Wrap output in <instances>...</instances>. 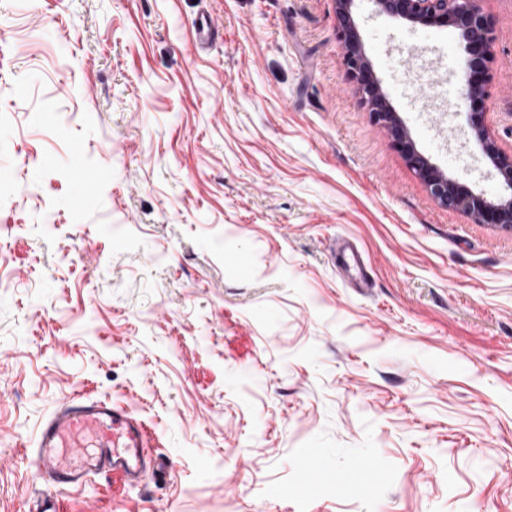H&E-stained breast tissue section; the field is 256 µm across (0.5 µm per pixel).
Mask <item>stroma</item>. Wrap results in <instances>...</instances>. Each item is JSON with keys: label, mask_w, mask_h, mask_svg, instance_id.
Here are the masks:
<instances>
[{"label": "stroma", "mask_w": 512, "mask_h": 512, "mask_svg": "<svg viewBox=\"0 0 512 512\" xmlns=\"http://www.w3.org/2000/svg\"><path fill=\"white\" fill-rule=\"evenodd\" d=\"M479 5L508 150L512 0ZM335 9L0 0V512H512V230L431 198L354 92ZM352 17L418 150L511 193L471 140L459 36ZM77 163L101 178L80 199ZM71 396L126 408L163 474L41 479L26 449ZM333 255L335 259H338V266L343 272L349 273L352 270L357 271L359 277L363 281L366 280V264L362 260L360 254L352 248L346 238L341 239L337 243L333 250Z\"/></svg>", "instance_id": "35a3bbf8"}]
</instances>
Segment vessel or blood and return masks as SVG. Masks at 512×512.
<instances>
[{
    "label": "vessel or blood",
    "instance_id": "b4317fda",
    "mask_svg": "<svg viewBox=\"0 0 512 512\" xmlns=\"http://www.w3.org/2000/svg\"><path fill=\"white\" fill-rule=\"evenodd\" d=\"M343 272H365L366 264L348 240L333 250ZM95 430L99 442L93 456L82 454L75 443L77 432ZM36 471L59 488L78 487L90 475L110 474L136 485L159 472L160 463L146 448V431L141 421L108 398H70L47 417L30 450Z\"/></svg>",
    "mask_w": 512,
    "mask_h": 512
}]
</instances>
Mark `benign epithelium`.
Here are the masks:
<instances>
[{
  "mask_svg": "<svg viewBox=\"0 0 512 512\" xmlns=\"http://www.w3.org/2000/svg\"><path fill=\"white\" fill-rule=\"evenodd\" d=\"M390 19L414 27L450 29L463 42L467 56V117L479 152L491 163L499 179L512 189V152L501 149L491 134L486 98L492 80L495 24L475 0H375ZM352 0H336V30L343 44L344 61L356 94L370 118L386 128L393 145L442 207L461 211L481 224L512 228V197L490 201L466 184L447 176L419 152L405 125L394 112L375 78L351 18Z\"/></svg>",
  "mask_w": 512,
  "mask_h": 512,
  "instance_id": "obj_1",
  "label": "benign epithelium"
}]
</instances>
